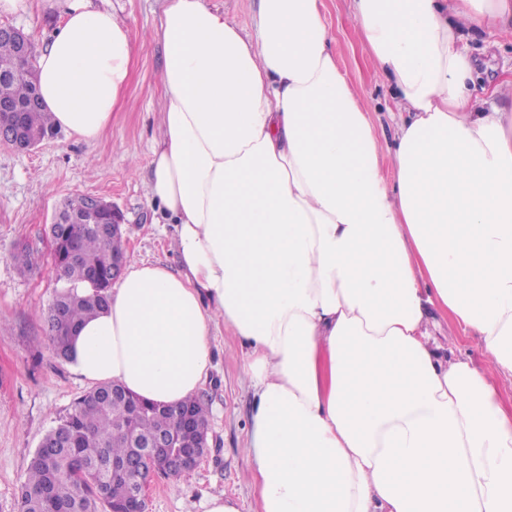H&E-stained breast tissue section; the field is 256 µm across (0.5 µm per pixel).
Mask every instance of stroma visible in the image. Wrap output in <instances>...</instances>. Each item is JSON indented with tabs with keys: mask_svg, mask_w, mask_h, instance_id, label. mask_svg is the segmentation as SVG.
<instances>
[{
	"mask_svg": "<svg viewBox=\"0 0 512 512\" xmlns=\"http://www.w3.org/2000/svg\"><path fill=\"white\" fill-rule=\"evenodd\" d=\"M122 19L137 53L121 107L95 142L60 130L34 150L0 145V512H17L27 467L47 432L89 387L51 350L45 312L59 283L48 245L49 222L67 198L104 197L124 216V241L137 259L178 270L175 229L154 221L147 199L148 160L159 137L163 45L157 37L164 0H104ZM65 0H32L29 13L8 18L36 47L63 21ZM349 0H325L326 24L339 65L368 103L382 146L396 134L394 91L369 64L348 22ZM467 50L482 81H512V29L470 37ZM27 249L28 268L12 255ZM213 367L198 390L209 406V434L197 466L177 478L152 474L147 512H204L206 497L224 492L241 512H258L245 451L251 396L245 349L230 329L213 336Z\"/></svg>",
	"mask_w": 512,
	"mask_h": 512,
	"instance_id": "stroma-1",
	"label": "stroma"
}]
</instances>
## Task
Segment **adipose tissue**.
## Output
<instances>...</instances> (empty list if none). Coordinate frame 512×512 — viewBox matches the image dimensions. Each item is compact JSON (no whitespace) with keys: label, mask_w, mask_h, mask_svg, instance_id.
<instances>
[{"label":"adipose tissue","mask_w":512,"mask_h":512,"mask_svg":"<svg viewBox=\"0 0 512 512\" xmlns=\"http://www.w3.org/2000/svg\"><path fill=\"white\" fill-rule=\"evenodd\" d=\"M349 22L405 111L385 151L323 0H259L250 34L165 0L147 197L180 269L129 259L70 367L176 403L224 324L247 348L261 512H512V105L465 45L512 0H352ZM134 54L111 9L68 0L36 57L55 126L97 140Z\"/></svg>","instance_id":"adipose-tissue-1"}]
</instances>
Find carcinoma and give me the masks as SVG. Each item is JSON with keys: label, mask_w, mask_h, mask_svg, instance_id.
<instances>
[{"label": "carcinoma", "mask_w": 512, "mask_h": 512, "mask_svg": "<svg viewBox=\"0 0 512 512\" xmlns=\"http://www.w3.org/2000/svg\"><path fill=\"white\" fill-rule=\"evenodd\" d=\"M16 47L0 39V103L20 108L18 118L26 132L38 138L53 133L50 114L31 105L38 98L36 73L16 75L12 71ZM57 236L76 239L81 256L56 258L61 287L48 309L59 312L71 327L106 308L112 284L94 283L88 295L77 284L88 282L87 264L110 267L112 256L127 252L121 237L105 238L87 224H59ZM188 410L196 423L208 424L209 410L198 397L177 404ZM169 404H142L129 397L119 384H104L80 397L45 437V447L36 450L18 493V512H127L136 486L161 467L156 455H141L131 439L146 440L175 430ZM138 457V467L127 471L118 464Z\"/></svg>", "instance_id": "carcinoma-1"}]
</instances>
